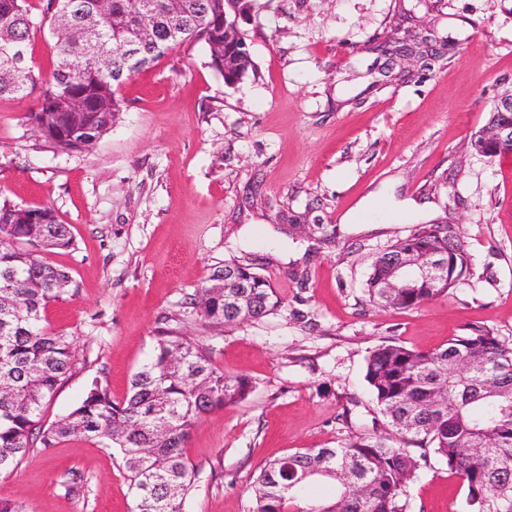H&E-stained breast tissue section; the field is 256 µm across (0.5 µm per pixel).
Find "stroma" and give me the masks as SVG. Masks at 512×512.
Listing matches in <instances>:
<instances>
[{"instance_id": "1", "label": "stroma", "mask_w": 512, "mask_h": 512, "mask_svg": "<svg viewBox=\"0 0 512 512\" xmlns=\"http://www.w3.org/2000/svg\"><path fill=\"white\" fill-rule=\"evenodd\" d=\"M241 26L255 74L226 85L204 45L175 47L119 89L118 119L86 150L40 136L28 118L36 97L0 96V202L51 207L76 239L46 255L79 289L45 312L77 357L45 422L96 377L123 399L166 324L253 383L190 433L193 512H249L265 462L383 432L364 379L375 346L429 351L477 326L512 346V153L470 147L512 92V0H255ZM407 30L440 56L385 78L373 45ZM441 221L457 225L470 274L414 309L371 305L373 257ZM323 229L337 238L320 249ZM244 254L263 259L285 306L204 329L192 294ZM303 264L304 287L292 276ZM75 472L82 483L66 492ZM466 495L434 462L410 483L407 512H466ZM0 499L29 512L132 508L118 451L79 439L32 448L0 476Z\"/></svg>"}]
</instances>
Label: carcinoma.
Wrapping results in <instances>:
<instances>
[{
	"instance_id": "1",
	"label": "carcinoma",
	"mask_w": 512,
	"mask_h": 512,
	"mask_svg": "<svg viewBox=\"0 0 512 512\" xmlns=\"http://www.w3.org/2000/svg\"><path fill=\"white\" fill-rule=\"evenodd\" d=\"M253 0H112L98 18L112 50L111 70L88 65L61 70L77 53V37L56 31V15L78 12L91 0H46L41 14L31 0H0V32L28 44L48 28L57 60L47 87L29 113L41 136L63 150L91 148L121 112L117 91L128 79L125 37L136 15L156 10L155 40L142 48L143 68L166 51L204 44L210 65L234 85L255 71L238 46L246 34L230 25L234 7ZM180 38L169 39V30ZM389 55L385 73L400 79L397 62L410 56L432 58L426 37L409 31L378 45ZM41 75L27 65L19 83L0 81V95L31 96ZM0 211L14 216L0 227V475L12 474L33 447L55 448L80 438L100 448H115L129 481L132 512H189L196 471L184 453L191 429L216 409L242 402L252 389L244 376L226 375L209 349L174 330L159 334L149 360L132 375L124 399L116 401L95 378L81 402L46 425L44 407L75 362L74 339L43 325L51 302L77 292L70 272L39 257L44 250L75 246L69 225L50 208L7 201ZM409 251L429 261L434 254L455 259L470 272L464 242L453 224H417L411 233L377 254L366 281L377 306L415 308L448 295L455 283L446 277L421 279L413 288H388L392 260ZM257 258L224 261L232 274L222 288L204 285L190 302L201 325H238L274 315L283 299L257 271ZM365 381L390 432L356 433L337 447L306 448L266 463L251 483L250 512H405L408 483L434 459L467 486V512H512V348L484 327H472L431 351L396 342L380 344L366 358ZM420 444L416 454L409 443ZM335 485L327 499L306 494L313 482Z\"/></svg>"
}]
</instances>
